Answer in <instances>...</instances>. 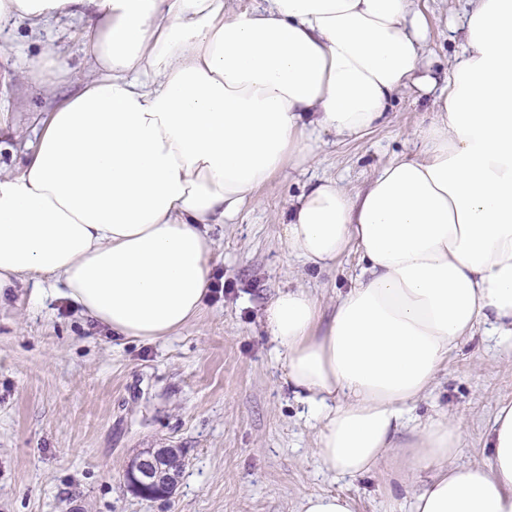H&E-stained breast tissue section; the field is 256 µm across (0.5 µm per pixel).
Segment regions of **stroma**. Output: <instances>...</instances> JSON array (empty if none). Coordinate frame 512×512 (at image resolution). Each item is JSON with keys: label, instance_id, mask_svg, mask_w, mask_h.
<instances>
[{"label": "stroma", "instance_id": "stroma-1", "mask_svg": "<svg viewBox=\"0 0 512 512\" xmlns=\"http://www.w3.org/2000/svg\"><path fill=\"white\" fill-rule=\"evenodd\" d=\"M427 21L424 67L444 78L464 48L468 0H416ZM89 20L63 16L41 30L16 18L0 30V163L19 173L43 122L91 75ZM67 69L23 75L44 47ZM432 96L395 97L389 121L360 141L322 133L314 163L287 168L208 239L223 292L167 339L114 337L44 279L0 295V512H299L304 495L352 496L356 512H409L391 463L359 479H337L314 454L317 429L282 380L263 325L267 302L285 288H309L323 306L350 285L355 251L319 271L287 253L288 203L325 178L351 192L394 158L411 154L412 131L431 116ZM512 398V351L475 331L448 355L415 410L461 418L463 462L488 460V431L500 399ZM181 449L185 467L165 500L132 494L127 462L152 448Z\"/></svg>", "mask_w": 512, "mask_h": 512}]
</instances>
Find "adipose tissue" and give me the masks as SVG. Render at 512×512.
Masks as SVG:
<instances>
[{
    "mask_svg": "<svg viewBox=\"0 0 512 512\" xmlns=\"http://www.w3.org/2000/svg\"><path fill=\"white\" fill-rule=\"evenodd\" d=\"M470 4L440 81L414 0H0V28L89 15L93 71L20 174L0 164V291L50 276L115 335L166 339L203 309L209 225L313 163L321 133L361 139L396 95L433 92L413 154L290 207L289 254L324 270L355 249L350 287L327 315L306 288L279 291L263 323L334 477L395 455L410 512H512L511 399L485 465L460 463L461 421L406 424L478 326L512 351V0ZM417 467L435 475L415 489Z\"/></svg>",
    "mask_w": 512,
    "mask_h": 512,
    "instance_id": "adipose-tissue-1",
    "label": "adipose tissue"
}]
</instances>
